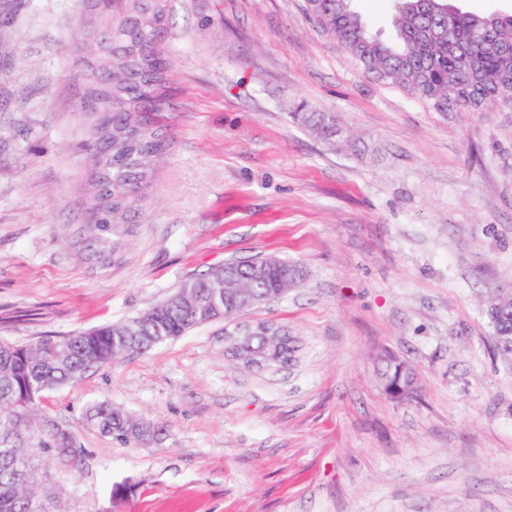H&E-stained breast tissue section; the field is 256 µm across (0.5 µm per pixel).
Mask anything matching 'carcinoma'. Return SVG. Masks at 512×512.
I'll list each match as a JSON object with an SVG mask.
<instances>
[{"label": "carcinoma", "instance_id": "obj_1", "mask_svg": "<svg viewBox=\"0 0 512 512\" xmlns=\"http://www.w3.org/2000/svg\"><path fill=\"white\" fill-rule=\"evenodd\" d=\"M112 0V30L107 38L112 63V94L96 98L88 94L82 109L99 115L102 138L89 142L94 178L103 187L93 224L108 231L129 224L139 211L156 161L169 147L167 131L158 115L172 109V90L167 86L169 61L156 53L166 42V3ZM352 0H307V11L367 74L397 86L434 112L497 111L494 93L512 80V13L479 15L453 9L446 0H395L396 37L385 41L370 35ZM292 118L310 128L334 147L344 129L336 115L306 112ZM212 271L191 280L195 293L178 301L167 300L135 316L140 352L155 347L152 336L176 339L206 323L196 314L197 301L208 297ZM237 288L256 297L272 298L282 292L285 276L274 273L264 279L250 277L239 268ZM485 315L493 329V355L512 369V292L503 291L487 305ZM130 321L107 324L58 340L22 345L0 342V512H50L36 492L37 475L27 471L30 447L57 448L63 438L74 453L61 459L75 467L85 455L66 428L50 427L37 414L38 402L59 386L81 377L94 366L126 356ZM383 383L398 382L414 392V371L392 355L383 358ZM85 421L122 444H147L160 434L154 423L104 401L86 410Z\"/></svg>", "mask_w": 512, "mask_h": 512}]
</instances>
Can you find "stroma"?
<instances>
[{"label": "stroma", "mask_w": 512, "mask_h": 512, "mask_svg": "<svg viewBox=\"0 0 512 512\" xmlns=\"http://www.w3.org/2000/svg\"><path fill=\"white\" fill-rule=\"evenodd\" d=\"M305 0H168L175 108L135 223L89 222L87 62L96 0H0V338L31 344L129 319L225 262L302 276L243 321L297 347L281 370L224 351V324L89 369L46 394L80 472L37 450L53 512H512V370L483 305L512 289V109L431 111L364 74ZM395 37L393 0H352ZM335 113L333 149L289 114ZM411 365L390 399L379 359ZM163 426L124 445L95 403ZM129 484L113 502L114 484Z\"/></svg>", "instance_id": "obj_1"}]
</instances>
